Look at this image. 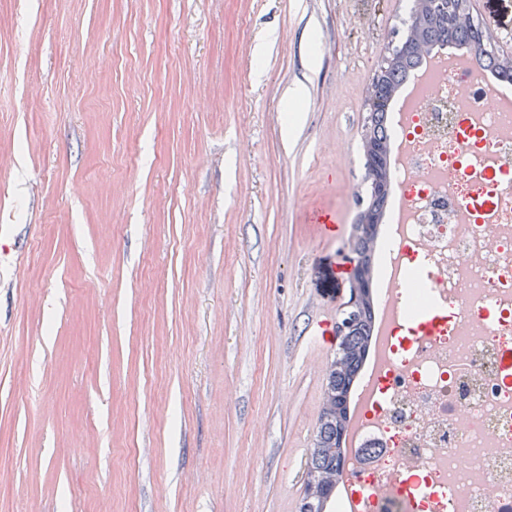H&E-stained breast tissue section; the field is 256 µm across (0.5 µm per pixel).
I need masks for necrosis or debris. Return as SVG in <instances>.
Listing matches in <instances>:
<instances>
[{"label":"necrosis or debris","mask_w":512,"mask_h":512,"mask_svg":"<svg viewBox=\"0 0 512 512\" xmlns=\"http://www.w3.org/2000/svg\"><path fill=\"white\" fill-rule=\"evenodd\" d=\"M494 88L447 65L414 84L417 105L393 130L403 220L390 247L406 248L404 276L432 279L452 312L421 347L388 340L352 479L373 488L409 466L438 494L376 496L363 512H512V383L500 374L512 349V112L489 107Z\"/></svg>","instance_id":"necrosis-or-debris-1"}]
</instances>
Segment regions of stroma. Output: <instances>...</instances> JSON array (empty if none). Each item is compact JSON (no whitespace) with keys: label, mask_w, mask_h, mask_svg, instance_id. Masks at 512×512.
I'll list each match as a JSON object with an SVG mask.
<instances>
[{"label":"stroma","mask_w":512,"mask_h":512,"mask_svg":"<svg viewBox=\"0 0 512 512\" xmlns=\"http://www.w3.org/2000/svg\"><path fill=\"white\" fill-rule=\"evenodd\" d=\"M407 8L0 0V512H297Z\"/></svg>","instance_id":"obj_1"}]
</instances>
